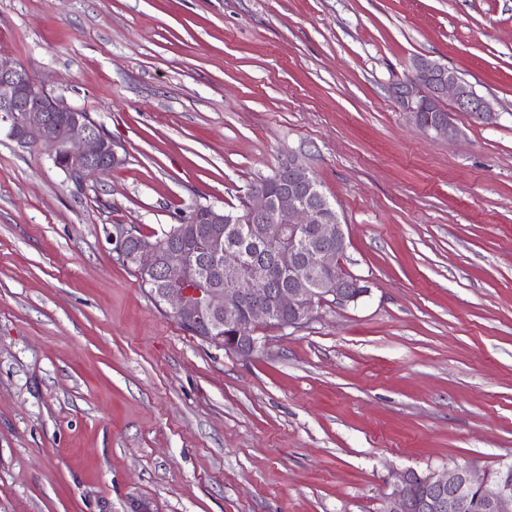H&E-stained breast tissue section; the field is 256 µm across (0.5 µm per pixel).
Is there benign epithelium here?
<instances>
[{
	"instance_id": "obj_1",
	"label": "benign epithelium",
	"mask_w": 512,
	"mask_h": 512,
	"mask_svg": "<svg viewBox=\"0 0 512 512\" xmlns=\"http://www.w3.org/2000/svg\"><path fill=\"white\" fill-rule=\"evenodd\" d=\"M391 96L400 112L427 134L452 137L458 129L443 100L480 120L494 119L492 103L456 70L417 56L412 75ZM22 149L47 148L53 164L79 181L105 175L126 155L89 113L47 90L16 59L0 55V134ZM288 187L272 195L254 186L241 208H208L214 225L206 251L212 265L123 225L111 234L121 260L134 268L154 299L185 326L212 335L224 350L250 356L260 348L255 327L302 328L328 300L345 306L367 295L359 280L339 268L348 248L344 225L309 167L290 158L276 170ZM249 228H243V225ZM288 242L274 262L254 258L250 242ZM243 278L247 288H226L224 277ZM384 494L382 512H512V464L476 475L467 466L398 473Z\"/></svg>"
}]
</instances>
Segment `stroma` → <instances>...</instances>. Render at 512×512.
<instances>
[{"label":"stroma","instance_id":"stroma-1","mask_svg":"<svg viewBox=\"0 0 512 512\" xmlns=\"http://www.w3.org/2000/svg\"><path fill=\"white\" fill-rule=\"evenodd\" d=\"M0 55L126 151L77 184L0 135V512H381L397 472L512 462V0H0ZM421 55L495 119L409 124ZM291 155L370 292L242 357L110 235Z\"/></svg>","mask_w":512,"mask_h":512}]
</instances>
